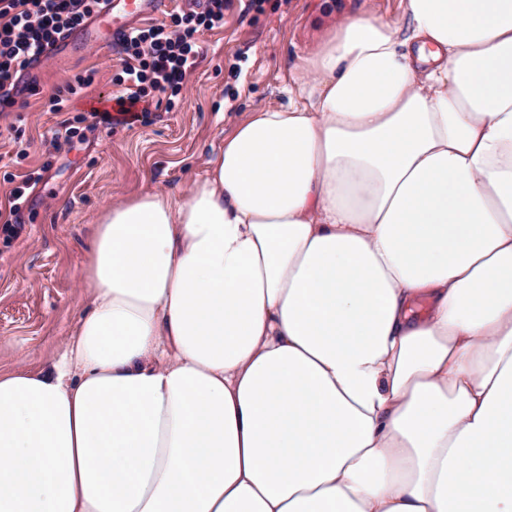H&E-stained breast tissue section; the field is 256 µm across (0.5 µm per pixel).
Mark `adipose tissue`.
Returning <instances> with one entry per match:
<instances>
[{"label": "adipose tissue", "instance_id": "obj_1", "mask_svg": "<svg viewBox=\"0 0 512 512\" xmlns=\"http://www.w3.org/2000/svg\"><path fill=\"white\" fill-rule=\"evenodd\" d=\"M342 18L0 374V512H512V0Z\"/></svg>", "mask_w": 512, "mask_h": 512}]
</instances>
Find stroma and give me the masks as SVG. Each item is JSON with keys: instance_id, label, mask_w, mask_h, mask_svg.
<instances>
[{"instance_id": "obj_1", "label": "stroma", "mask_w": 512, "mask_h": 512, "mask_svg": "<svg viewBox=\"0 0 512 512\" xmlns=\"http://www.w3.org/2000/svg\"><path fill=\"white\" fill-rule=\"evenodd\" d=\"M366 11L396 18L401 0H231L223 29L201 34L172 107H152L143 122L106 126L90 113L118 91L119 51L85 46L46 62L32 77L36 93L0 115V203L11 176L42 172L18 222L0 223V373L23 360L49 366L89 310L80 273L106 206L146 191L180 194L245 113L287 107L298 66L343 14ZM92 67L95 82L74 111H50L52 90Z\"/></svg>"}]
</instances>
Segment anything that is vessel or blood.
<instances>
[{
  "instance_id": "vessel-or-blood-1",
  "label": "vessel or blood",
  "mask_w": 512,
  "mask_h": 512,
  "mask_svg": "<svg viewBox=\"0 0 512 512\" xmlns=\"http://www.w3.org/2000/svg\"><path fill=\"white\" fill-rule=\"evenodd\" d=\"M103 7L78 27L82 43L111 49L119 35L129 33L140 22L162 12L167 0H101Z\"/></svg>"
}]
</instances>
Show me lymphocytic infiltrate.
I'll use <instances>...</instances> for the list:
<instances>
[{
	"mask_svg": "<svg viewBox=\"0 0 512 512\" xmlns=\"http://www.w3.org/2000/svg\"><path fill=\"white\" fill-rule=\"evenodd\" d=\"M96 4L97 0H0V112L16 104L17 75L45 45L79 26ZM226 7V0H205L202 11L139 27L119 38L123 58L116 111L133 120L148 95L178 96L197 65L200 34L223 28Z\"/></svg>",
	"mask_w": 512,
	"mask_h": 512,
	"instance_id": "lymphocytic-infiltrate-1",
	"label": "lymphocytic infiltrate"
}]
</instances>
